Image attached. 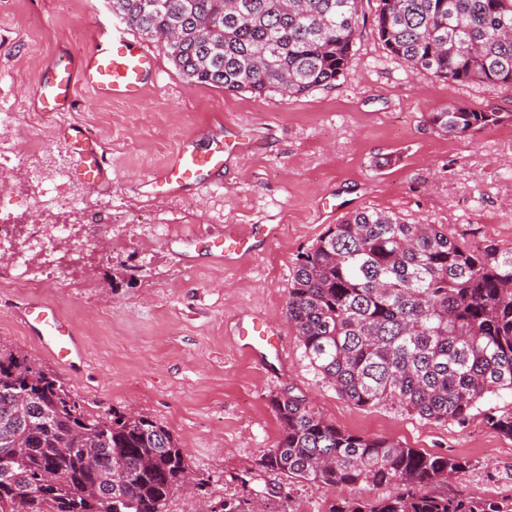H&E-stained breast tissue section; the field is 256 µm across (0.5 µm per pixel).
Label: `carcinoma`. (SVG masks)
<instances>
[{"mask_svg":"<svg viewBox=\"0 0 512 512\" xmlns=\"http://www.w3.org/2000/svg\"><path fill=\"white\" fill-rule=\"evenodd\" d=\"M362 0H112V12L164 42L189 81L226 92L304 96L345 75ZM374 30L388 52L436 80L512 88V0H378ZM512 113L444 108L441 133L465 136ZM286 315L312 366L357 407L465 423L489 393H512V249L476 251L444 224L361 211L297 258ZM271 404L280 438L261 467L314 486L393 485L330 512H512V500L446 490L469 462L386 437L346 432L303 396ZM512 439V407L483 411ZM14 481L0 512H165L189 465L164 426L132 413L91 414L58 377L0 347V452ZM112 474V501L84 454ZM69 478L52 492L39 479Z\"/></svg>","mask_w":512,"mask_h":512,"instance_id":"obj_1","label":"carcinoma"}]
</instances>
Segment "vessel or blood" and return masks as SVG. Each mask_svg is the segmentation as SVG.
Listing matches in <instances>:
<instances>
[{
	"label": "vessel or blood",
	"instance_id": "vessel-or-blood-1",
	"mask_svg": "<svg viewBox=\"0 0 512 512\" xmlns=\"http://www.w3.org/2000/svg\"><path fill=\"white\" fill-rule=\"evenodd\" d=\"M157 74V61L151 49L133 40L121 26H113L99 49L79 60L57 59L49 63L34 91L40 111L50 114L68 111L77 87H85L101 98L137 100ZM74 141L86 142L87 153L75 175L87 184L106 180L108 170L96 143L90 142L84 128L72 127ZM223 148L199 150L193 140L182 141L151 181L152 187L174 193L184 185L200 182L202 175L222 170ZM17 316L40 346L65 368H74L81 357L77 332L70 321L50 302L29 301Z\"/></svg>",
	"mask_w": 512,
	"mask_h": 512
}]
</instances>
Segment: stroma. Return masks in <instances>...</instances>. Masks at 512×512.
Instances as JSON below:
<instances>
[{"mask_svg": "<svg viewBox=\"0 0 512 512\" xmlns=\"http://www.w3.org/2000/svg\"><path fill=\"white\" fill-rule=\"evenodd\" d=\"M376 7L363 0L367 23L346 75L307 95L192 83L156 42L159 76L141 100L81 88L72 111L54 116L33 105L42 71L58 54L93 52L117 22L112 2L0 0V113L13 115L0 139L15 148L0 164V220L21 240L40 225L52 242L20 260L0 253V346L57 375L87 412L133 411L165 426L198 479L173 492L166 512H217L237 498L262 501L268 512H330L341 499L391 494L387 485L317 487L261 467L281 434L271 400L289 388L341 430L465 457L458 487L512 498V440L482 416L511 396L487 395L461 425L356 407L311 365L286 318L298 257L357 211L444 224L474 248H512V122L455 137L426 121L447 107L512 113V91L412 73L374 33ZM72 124L101 145L107 181L75 177L78 156L61 135ZM220 126L241 130L251 151L227 155L206 185L152 192L180 141L208 150L203 131ZM28 137L43 141L40 158L27 155ZM46 194L55 203L47 211L38 205ZM86 197L111 212V223L87 222ZM228 233L243 236L251 254L218 260L215 244ZM33 296L53 301L77 329L84 375L63 369L15 319L16 304ZM255 317L274 333V348L259 354L237 333Z\"/></svg>", "mask_w": 512, "mask_h": 512, "instance_id": "35a3bbf8", "label": "stroma"}]
</instances>
